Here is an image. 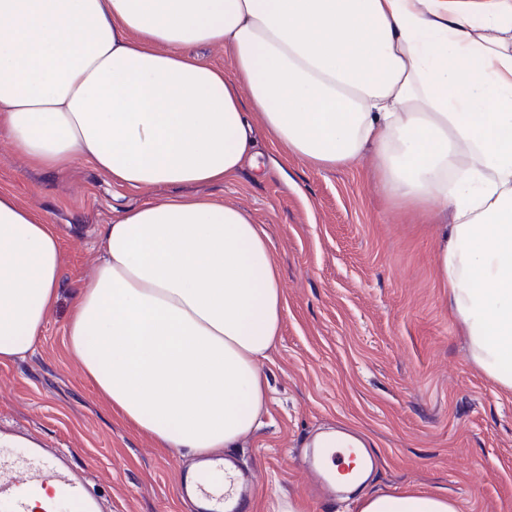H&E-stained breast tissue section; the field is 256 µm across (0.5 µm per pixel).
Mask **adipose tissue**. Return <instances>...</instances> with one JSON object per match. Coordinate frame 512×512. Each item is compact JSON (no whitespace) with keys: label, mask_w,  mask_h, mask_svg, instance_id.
<instances>
[{"label":"adipose tissue","mask_w":512,"mask_h":512,"mask_svg":"<svg viewBox=\"0 0 512 512\" xmlns=\"http://www.w3.org/2000/svg\"><path fill=\"white\" fill-rule=\"evenodd\" d=\"M255 119L316 168L372 149L392 195L451 211L439 284L472 362L512 391V0H0V138L31 166L86 161L133 189L220 183ZM60 276L55 225L0 190L1 364L33 353ZM284 304L262 225L174 196L104 226L66 336L113 412L198 457L265 410ZM358 503L458 512L419 490Z\"/></svg>","instance_id":"adipose-tissue-1"}]
</instances>
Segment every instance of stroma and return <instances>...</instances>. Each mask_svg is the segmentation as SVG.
I'll use <instances>...</instances> for the list:
<instances>
[{"label":"stroma","mask_w":512,"mask_h":512,"mask_svg":"<svg viewBox=\"0 0 512 512\" xmlns=\"http://www.w3.org/2000/svg\"><path fill=\"white\" fill-rule=\"evenodd\" d=\"M252 136L261 168L247 157L231 180L185 188L264 226L285 289L281 336L261 364L269 402L234 448L258 480L248 512L275 500L358 512L354 494L316 504L315 476L300 465L317 433L337 425L378 455L367 494L426 489L458 512H512V391L473 364L438 283L436 233L450 213L402 206L371 156L317 169L287 155L261 123ZM0 190L56 226L63 263L35 351L0 364V427L73 454L102 512H188L176 486L189 459L113 413L65 336L72 292L92 274L103 226L176 188L130 190L83 162L46 170L0 147Z\"/></svg>","instance_id":"stroma-1"}]
</instances>
